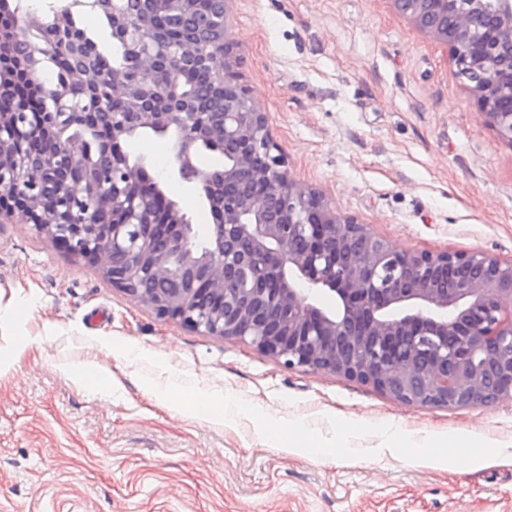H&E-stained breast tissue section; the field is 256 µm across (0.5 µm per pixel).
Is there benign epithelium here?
<instances>
[{
	"label": "benign epithelium",
	"instance_id": "1",
	"mask_svg": "<svg viewBox=\"0 0 512 512\" xmlns=\"http://www.w3.org/2000/svg\"><path fill=\"white\" fill-rule=\"evenodd\" d=\"M98 0L112 10V42L135 61L112 73L126 111L0 113V226L23 214L39 235L96 267L158 317L205 336L246 341L289 369L341 375L417 407L487 406L512 396V260L480 250L407 252L342 217L322 193L289 177L266 113L224 43V111H200V92L178 88L187 56L169 48L140 0ZM233 0H168L190 38L227 30ZM425 37L443 45L478 116L512 146V0H391ZM24 42L0 27V61ZM70 51L80 81L53 91L58 105L99 80L83 43ZM102 137L91 178L67 126ZM177 134L178 179L201 186L215 224L198 244L179 203L130 163L126 138ZM224 148V168L196 164L200 148ZM336 295L333 309L313 293Z\"/></svg>",
	"mask_w": 512,
	"mask_h": 512
}]
</instances>
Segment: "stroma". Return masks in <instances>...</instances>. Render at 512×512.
<instances>
[{
  "label": "stroma",
  "instance_id": "35a3bbf8",
  "mask_svg": "<svg viewBox=\"0 0 512 512\" xmlns=\"http://www.w3.org/2000/svg\"><path fill=\"white\" fill-rule=\"evenodd\" d=\"M230 31L298 186L398 250L512 260V146L390 0H234ZM128 150L206 237V200L172 179L173 137ZM173 383L198 393L195 411L152 392ZM216 398L238 415L212 418ZM300 428L305 448L288 452ZM410 432L472 435L482 462L418 463ZM0 512H512V397L422 408L288 369L158 319L31 225L6 224Z\"/></svg>",
  "mask_w": 512,
  "mask_h": 512
}]
</instances>
